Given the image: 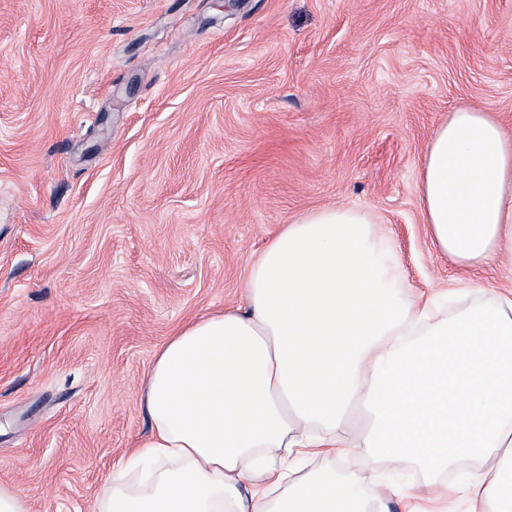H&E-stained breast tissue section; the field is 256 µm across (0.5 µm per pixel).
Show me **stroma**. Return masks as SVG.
Instances as JSON below:
<instances>
[{"label":"stroma","instance_id":"stroma-1","mask_svg":"<svg viewBox=\"0 0 512 512\" xmlns=\"http://www.w3.org/2000/svg\"><path fill=\"white\" fill-rule=\"evenodd\" d=\"M464 107L512 134V0H0V486L95 512L150 429L158 350L243 305L307 211L372 215L400 298L512 289L440 252L418 206Z\"/></svg>","mask_w":512,"mask_h":512}]
</instances>
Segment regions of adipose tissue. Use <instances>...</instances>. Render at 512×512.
Instances as JSON below:
<instances>
[{
    "mask_svg": "<svg viewBox=\"0 0 512 512\" xmlns=\"http://www.w3.org/2000/svg\"><path fill=\"white\" fill-rule=\"evenodd\" d=\"M419 206L434 243L466 266L512 263V136L487 112L449 113L424 154ZM245 306L191 321L158 351L151 430L103 512H388L364 473L291 474L319 449L375 448L429 476L468 458L466 512H512V291L471 288L443 318L402 302L389 243L367 213L309 211L250 267ZM364 438L337 440L355 406Z\"/></svg>",
    "mask_w": 512,
    "mask_h": 512,
    "instance_id": "adipose-tissue-1",
    "label": "adipose tissue"
}]
</instances>
